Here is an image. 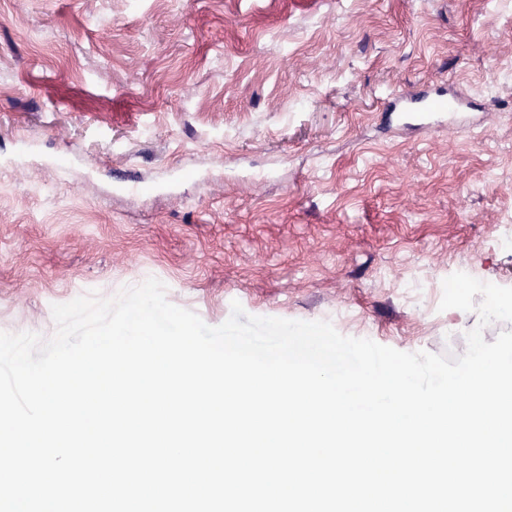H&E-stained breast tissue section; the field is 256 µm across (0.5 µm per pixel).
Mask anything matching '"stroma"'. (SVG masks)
Listing matches in <instances>:
<instances>
[{
  "mask_svg": "<svg viewBox=\"0 0 512 512\" xmlns=\"http://www.w3.org/2000/svg\"><path fill=\"white\" fill-rule=\"evenodd\" d=\"M447 81L482 127L382 130ZM509 228L512 0H0V331L155 277L210 326L456 356L442 282H512Z\"/></svg>",
  "mask_w": 512,
  "mask_h": 512,
  "instance_id": "stroma-1",
  "label": "stroma"
}]
</instances>
